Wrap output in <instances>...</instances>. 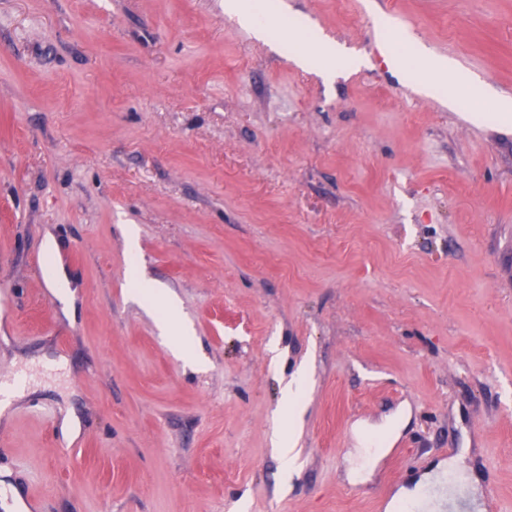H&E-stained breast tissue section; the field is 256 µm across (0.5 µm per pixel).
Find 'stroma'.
<instances>
[{"instance_id": "obj_1", "label": "stroma", "mask_w": 512, "mask_h": 512, "mask_svg": "<svg viewBox=\"0 0 512 512\" xmlns=\"http://www.w3.org/2000/svg\"><path fill=\"white\" fill-rule=\"evenodd\" d=\"M282 3L262 40L224 0H0L14 507L385 512L462 455L512 512V123L449 106L377 45L382 22L512 96V0ZM296 16L361 66L299 65ZM55 262L68 309L45 282ZM166 299L202 365L162 335ZM302 363L286 485L270 433ZM400 410L351 482L355 429L383 443ZM46 412L75 414L79 435L60 445ZM389 441H385L380 448H356V452L364 460V465L352 472L355 481L363 479L364 475L369 474L371 469L378 463L380 458L389 448H384ZM432 475H426L420 479L413 488L401 487L387 505V510H399V508H418L420 505V491L423 487V479H429Z\"/></svg>"}]
</instances>
